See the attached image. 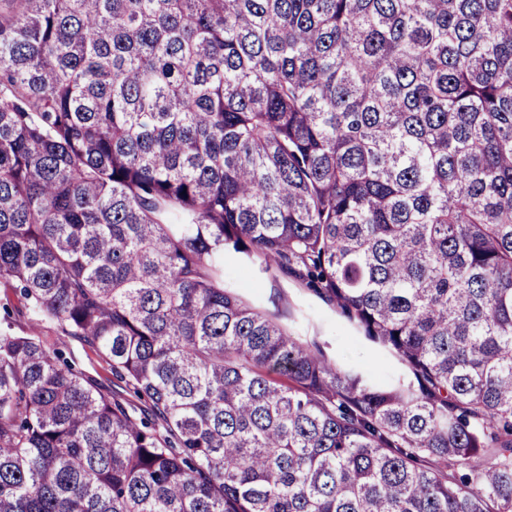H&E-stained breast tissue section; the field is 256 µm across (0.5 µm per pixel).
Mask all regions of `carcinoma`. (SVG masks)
I'll list each match as a JSON object with an SVG mask.
<instances>
[{
	"label": "carcinoma",
	"mask_w": 512,
	"mask_h": 512,
	"mask_svg": "<svg viewBox=\"0 0 512 512\" xmlns=\"http://www.w3.org/2000/svg\"><path fill=\"white\" fill-rule=\"evenodd\" d=\"M0 291V512H512V0H0ZM224 281L251 304L274 312L296 335L316 342L337 363L373 370L375 378L381 382L400 377L402 370L394 358L365 340L333 306L309 291L294 276L276 268L262 271L258 263L226 253ZM38 331L47 344L65 353L76 371L96 379L105 392H112V389L121 391L118 387H124V383L93 349L47 324L39 326Z\"/></svg>",
	"instance_id": "carcinoma-1"
}]
</instances>
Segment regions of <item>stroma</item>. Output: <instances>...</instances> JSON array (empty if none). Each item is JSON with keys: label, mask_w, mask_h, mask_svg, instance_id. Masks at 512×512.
I'll return each mask as SVG.
<instances>
[{"label": "stroma", "mask_w": 512, "mask_h": 512, "mask_svg": "<svg viewBox=\"0 0 512 512\" xmlns=\"http://www.w3.org/2000/svg\"><path fill=\"white\" fill-rule=\"evenodd\" d=\"M224 281L251 304L274 312L296 335L316 342L337 363L373 371L381 382L400 377L402 370L394 358L365 340L333 306L294 276L275 268L262 270L259 264L228 253L224 256ZM38 331L47 344L65 353L76 371L96 379L104 391L120 387V379L93 349L47 324Z\"/></svg>", "instance_id": "1"}]
</instances>
